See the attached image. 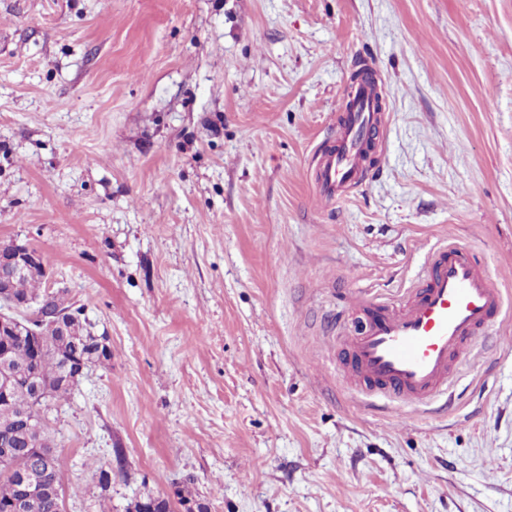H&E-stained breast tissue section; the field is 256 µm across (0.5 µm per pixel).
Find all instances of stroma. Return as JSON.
I'll use <instances>...</instances> for the list:
<instances>
[{"label":"stroma","instance_id":"stroma-1","mask_svg":"<svg viewBox=\"0 0 512 512\" xmlns=\"http://www.w3.org/2000/svg\"><path fill=\"white\" fill-rule=\"evenodd\" d=\"M362 62L372 178L320 207ZM14 239L112 347L47 413L66 512H512V0H0ZM450 243L503 320L450 404L364 402L357 302Z\"/></svg>","mask_w":512,"mask_h":512}]
</instances>
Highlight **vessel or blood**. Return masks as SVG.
<instances>
[{
  "label": "vessel or blood",
  "mask_w": 512,
  "mask_h": 512,
  "mask_svg": "<svg viewBox=\"0 0 512 512\" xmlns=\"http://www.w3.org/2000/svg\"><path fill=\"white\" fill-rule=\"evenodd\" d=\"M377 86H351L353 109L336 119L335 148L315 157V199L325 204L365 185L368 135L379 127ZM504 293L467 247L440 246L406 303L361 301L362 332L350 337V373L362 396L425 403L444 395L475 338L504 312Z\"/></svg>",
  "instance_id": "1"
}]
</instances>
